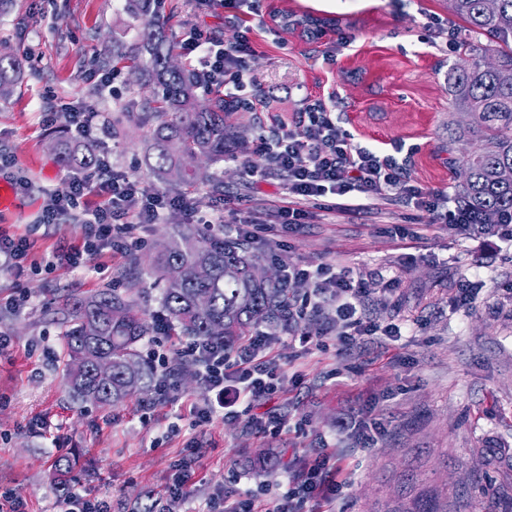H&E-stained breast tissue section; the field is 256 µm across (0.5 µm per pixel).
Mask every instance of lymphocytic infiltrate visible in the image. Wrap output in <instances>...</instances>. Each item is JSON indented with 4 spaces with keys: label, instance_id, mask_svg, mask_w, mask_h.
<instances>
[{
    "label": "lymphocytic infiltrate",
    "instance_id": "obj_1",
    "mask_svg": "<svg viewBox=\"0 0 512 512\" xmlns=\"http://www.w3.org/2000/svg\"><path fill=\"white\" fill-rule=\"evenodd\" d=\"M185 55L194 56L204 89L223 87L227 100L237 103L250 83L248 60L255 48L248 38L227 44L210 32L191 30L182 39ZM243 172L254 183L279 175L290 199L279 208L277 218L285 224L304 220L307 204L321 197L331 198V210L346 214L370 208L379 200L395 199L425 211L431 223H449L467 231L472 223L466 213L449 208L445 192H424L414 184L402 164L390 154L361 145L340 125L336 112L324 100L308 102L302 111L277 123L272 139L262 140L254 158L243 160ZM99 198L98 206L87 209L88 197ZM80 210L82 241L60 248L58 263L79 266L83 257L104 256L135 249L140 239L136 227L143 224H199L203 218L196 203L187 202L155 188L118 175L107 157H99L94 171L73 169L62 188L47 192L41 221L54 224L62 215ZM285 285L310 284L303 302L288 304V335L291 344L303 351L320 347L323 334L333 335L337 352L354 347L365 336H380L392 342L403 336L397 323L380 325L367 316L366 298L385 294L396 283L387 278L355 273L332 264L315 267L288 261L283 265ZM334 312L327 317L325 330H306L307 321L321 315L324 303ZM278 336L254 329L234 347L220 341H195L182 351L200 385L213 393L205 406L191 405L195 425L215 419H232L240 409L252 410L251 425L259 434H277L289 428L291 419L265 412V405L284 392L286 376L274 352ZM342 483L333 477L330 455L317 457L302 474L288 482V489L270 501L256 503L244 493L224 496L219 512H316L315 505L342 492Z\"/></svg>",
    "mask_w": 512,
    "mask_h": 512
}]
</instances>
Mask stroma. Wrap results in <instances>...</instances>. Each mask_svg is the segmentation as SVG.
<instances>
[{"instance_id":"35a3bbf8","label":"stroma","mask_w":512,"mask_h":512,"mask_svg":"<svg viewBox=\"0 0 512 512\" xmlns=\"http://www.w3.org/2000/svg\"><path fill=\"white\" fill-rule=\"evenodd\" d=\"M262 13L229 18L227 11H193L190 0H162L163 31L180 42L196 25L225 43L248 36L256 53L248 62L264 107L236 109L238 158L251 157L277 121L300 111L305 98L335 94L341 125L370 146L395 153L426 192L451 191L449 151L474 142L448 143V75L459 57L448 43V0H262ZM287 13L288 28L273 21ZM128 0H14L0 14V53L24 63L21 86L0 99V151L14 157L0 185L29 179V192L0 209V232L30 238L31 266L22 276L0 270V331L12 338L0 352V508L10 496L25 512H57L62 493L53 464L63 455L92 460L69 482L115 512H141L148 492L164 494L186 471L184 512H206L214 499L253 492H285L288 478L320 452L332 453L345 493L332 512H512L500 498L512 490V469L485 466L486 444L512 448V246L479 232L431 223L427 213L381 201L358 215L311 208L302 225L278 224L287 200L280 178L249 182L236 160L212 165L208 181L189 192L204 215L273 224L269 243L253 244L264 268L281 273L282 261L332 263L396 278L395 288L370 302L379 323H403L399 342L361 341L345 353L335 345L308 353L282 341L275 352L286 373H297L266 409L302 418L299 429L259 436L250 417L196 427L182 407L208 393L194 373L178 377L168 399L155 392L111 406L74 399L66 376L63 341L49 314L60 296L103 289L126 295L138 285L135 307L145 318L161 312L160 289L140 278L132 257L147 258L166 240V227L138 228L136 253L85 257L80 267L47 270L52 251L78 242L82 227L70 218L39 221L46 191L61 185L63 170L51 144L71 138L69 124L47 117L51 100L95 110L109 124L98 140L115 171L157 184L145 132L136 115L150 87L125 69L111 85L100 75L113 48L137 49L146 32ZM107 273H97L99 263ZM481 281L470 305L451 303L464 280ZM29 304H8L17 291ZM377 418L384 433L363 443L349 422Z\"/></svg>"}]
</instances>
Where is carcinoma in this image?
<instances>
[{"mask_svg":"<svg viewBox=\"0 0 512 512\" xmlns=\"http://www.w3.org/2000/svg\"><path fill=\"white\" fill-rule=\"evenodd\" d=\"M486 0H448V12L459 20L450 31L461 63L451 85L452 105L470 116V123L455 129L456 138L472 139L479 150L453 156L460 182L454 186L455 204L481 215L484 224L512 210V83L502 82L512 72V0H495L489 11ZM173 51L153 38L127 56L142 82L157 91L142 105L139 121L149 130L153 172L162 180L186 190L201 178L183 167L189 155L213 165L237 149L235 132L226 122L232 107L215 92L202 99L193 71L170 65ZM22 76L21 60L0 54V97L9 96ZM59 160L69 165L79 157L86 167L97 159L90 144L61 143ZM205 267L207 277H196ZM155 280L163 283L161 303L170 328L199 340L221 339L228 345L246 336L261 323L276 324L285 318L288 289L282 279L263 274L259 257L247 242L229 240L211 228L194 224H170L166 248L147 265ZM69 358L67 377L73 396L98 405L120 402L136 392L148 391L155 381L152 368L140 356L139 347L148 333L144 318L130 301L105 290L68 296L53 313ZM100 360L112 363V377L96 372ZM487 466H509L512 459L501 450L479 449ZM75 462L67 456L54 464L60 488L68 485Z\"/></svg>","mask_w":512,"mask_h":512,"instance_id":"obj_1","label":"carcinoma"}]
</instances>
